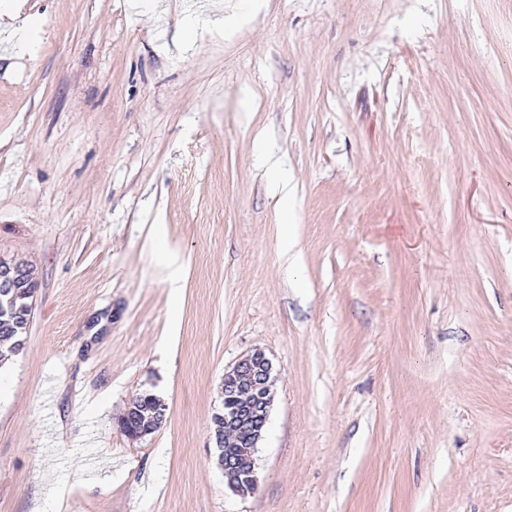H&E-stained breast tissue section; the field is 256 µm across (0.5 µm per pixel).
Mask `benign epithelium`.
<instances>
[{"label": "benign epithelium", "mask_w": 512, "mask_h": 512, "mask_svg": "<svg viewBox=\"0 0 512 512\" xmlns=\"http://www.w3.org/2000/svg\"><path fill=\"white\" fill-rule=\"evenodd\" d=\"M39 280L32 266L0 257V294L13 299L23 292L35 297ZM274 367L266 354L255 349L242 355L228 369L220 385L224 410L212 420L215 446L223 436L234 438V447L224 450L218 465L224 474V486L241 496L258 489L257 453L272 407L270 392Z\"/></svg>", "instance_id": "7a95c632"}]
</instances>
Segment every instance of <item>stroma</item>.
I'll use <instances>...</instances> for the list:
<instances>
[{
  "label": "stroma",
  "mask_w": 512,
  "mask_h": 512,
  "mask_svg": "<svg viewBox=\"0 0 512 512\" xmlns=\"http://www.w3.org/2000/svg\"><path fill=\"white\" fill-rule=\"evenodd\" d=\"M7 4L0 255L40 288L0 512H512V0ZM256 348L240 496L211 417ZM274 367L266 354L255 349L242 355L224 371L220 385L222 405L211 421L216 448L232 435L235 448H224L218 465L224 474V486L241 496L258 489L257 453L272 407L270 392Z\"/></svg>",
  "instance_id": "35a3bbf8"
}]
</instances>
